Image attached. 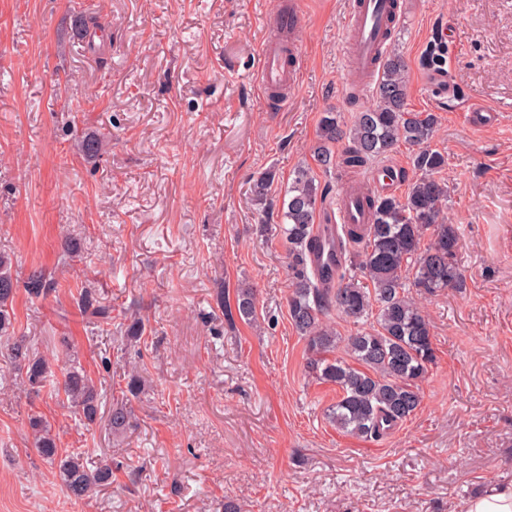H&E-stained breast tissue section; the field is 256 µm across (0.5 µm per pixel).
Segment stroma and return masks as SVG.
<instances>
[{
	"mask_svg": "<svg viewBox=\"0 0 512 512\" xmlns=\"http://www.w3.org/2000/svg\"><path fill=\"white\" fill-rule=\"evenodd\" d=\"M287 2L0 0V254L20 280L15 335L52 364L75 358L100 394L90 425L0 364V512H457L512 483V0H405L397 26L409 109H430L421 59L444 21L452 82L499 119L474 130L437 115L466 286L419 297L436 360L416 414L378 441L327 420L337 390L308 373L274 230L295 168L339 186L313 156L322 113L351 121L375 94L348 101L350 0H299V83L284 100L260 91L259 44ZM88 10L112 21L109 68L77 41ZM85 132L102 140L96 159L72 147ZM266 171L262 213L249 197ZM36 268L56 292L26 293ZM87 284L109 324L79 310ZM241 288L255 291L256 320L231 325L223 305ZM138 317L141 340L121 345ZM122 401L131 425L116 433ZM33 416L61 454L111 464V485L70 497L35 448Z\"/></svg>",
	"mask_w": 512,
	"mask_h": 512,
	"instance_id": "35a3bbf8",
	"label": "stroma"
}]
</instances>
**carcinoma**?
I'll return each instance as SVG.
<instances>
[{"label":"carcinoma","instance_id":"obj_1","mask_svg":"<svg viewBox=\"0 0 512 512\" xmlns=\"http://www.w3.org/2000/svg\"><path fill=\"white\" fill-rule=\"evenodd\" d=\"M406 65L396 51H386L376 82V103L356 113L353 123L343 124L336 112L322 114L315 160L325 170L358 171L397 145L414 149L413 165L419 176L406 195H367L364 207L371 223L345 231L338 241L324 238L315 224L317 211L326 204L329 187L321 185L310 169L294 172L288 202L281 211V227L288 245L291 294L288 310L298 333L307 340L311 358L309 374L338 388L336 403L327 418L337 430L361 438L380 440L410 418L421 405L419 382L434 362L430 322L413 293L433 295L464 285L457 262L460 231L443 216L448 185L436 178L445 157L432 149L436 116L407 108ZM347 146L339 154L333 146ZM77 150L93 158L99 139L87 133L76 140ZM271 175L257 178L252 196L266 212ZM346 250L344 264L336 269L335 248ZM329 252L327 262L314 271V253ZM29 295L39 298L55 291V283L43 270H34L25 281ZM14 277L11 261L0 255V337L6 338L7 355L25 374L24 382L40 390L51 377L48 361L29 351L14 338L11 307ZM89 289L81 293L79 307L92 310L102 320L109 309L94 305ZM336 310L358 326L341 337L326 322ZM244 322L255 317V293L237 291L235 309ZM343 347L347 358L334 356ZM62 391L67 404L90 423L97 420L98 391L84 370L73 364L63 372ZM39 455L54 467L70 496L82 499L112 484V467H87L80 454H59L52 427L42 417L30 418Z\"/></svg>","mask_w":512,"mask_h":512}]
</instances>
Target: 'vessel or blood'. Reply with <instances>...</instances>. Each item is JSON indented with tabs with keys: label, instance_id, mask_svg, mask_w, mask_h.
<instances>
[{
	"label": "vessel or blood",
	"instance_id": "b4317fda",
	"mask_svg": "<svg viewBox=\"0 0 512 512\" xmlns=\"http://www.w3.org/2000/svg\"><path fill=\"white\" fill-rule=\"evenodd\" d=\"M399 17L397 0H352V10L347 26L350 49V67L363 74H374L376 66L388 40L390 28ZM296 40H289L287 48H280L275 38H264L260 44V68L258 80L262 89L277 84L294 85L297 68L290 62L297 56ZM424 80L430 93L432 105L451 110L456 97L449 83L447 70L433 69L425 74ZM369 219L368 211L361 205V197L348 185H341L336 209L330 214V221L336 225L364 224Z\"/></svg>",
	"mask_w": 512,
	"mask_h": 512
}]
</instances>
